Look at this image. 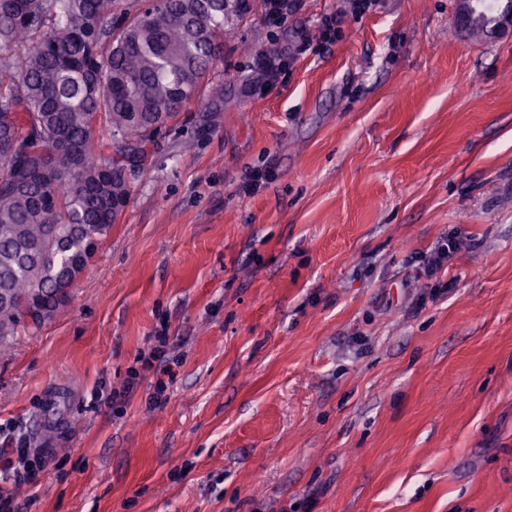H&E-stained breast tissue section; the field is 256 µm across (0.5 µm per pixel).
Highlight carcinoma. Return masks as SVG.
<instances>
[{
  "label": "carcinoma",
  "mask_w": 512,
  "mask_h": 512,
  "mask_svg": "<svg viewBox=\"0 0 512 512\" xmlns=\"http://www.w3.org/2000/svg\"><path fill=\"white\" fill-rule=\"evenodd\" d=\"M112 3L0 0V347L59 307L153 135L221 58L224 0H149L116 18Z\"/></svg>",
  "instance_id": "1"
}]
</instances>
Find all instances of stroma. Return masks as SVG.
<instances>
[{"label": "stroma", "instance_id": "1", "mask_svg": "<svg viewBox=\"0 0 512 512\" xmlns=\"http://www.w3.org/2000/svg\"><path fill=\"white\" fill-rule=\"evenodd\" d=\"M454 2L225 24L67 303L0 350L14 512H512V24ZM502 3L497 0H483L479 10L470 13L471 27L477 30L487 31L502 20ZM483 27V28H482ZM467 238L461 235H453L446 239L445 243L436 245L430 250L429 256L426 260L424 274L427 277H432L438 273L447 263H449L456 254L467 245Z\"/></svg>", "mask_w": 512, "mask_h": 512}]
</instances>
